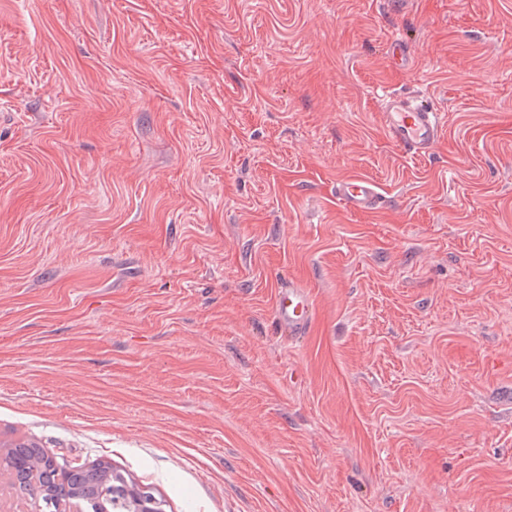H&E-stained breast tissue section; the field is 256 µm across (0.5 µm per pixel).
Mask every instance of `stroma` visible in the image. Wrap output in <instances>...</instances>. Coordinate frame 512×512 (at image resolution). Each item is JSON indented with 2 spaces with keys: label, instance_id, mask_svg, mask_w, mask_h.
<instances>
[{
  "label": "stroma",
  "instance_id": "stroma-1",
  "mask_svg": "<svg viewBox=\"0 0 512 512\" xmlns=\"http://www.w3.org/2000/svg\"><path fill=\"white\" fill-rule=\"evenodd\" d=\"M387 92L443 113L431 154ZM24 439L164 512H512V0H0ZM383 128L402 150L417 156L427 155L444 133L440 113L434 106L393 93L380 104ZM336 197L344 206L356 212H371L381 203L376 185L364 178H347L336 183ZM315 318V306L309 292L288 276L278 290L275 320L290 336L304 335Z\"/></svg>",
  "mask_w": 512,
  "mask_h": 512
}]
</instances>
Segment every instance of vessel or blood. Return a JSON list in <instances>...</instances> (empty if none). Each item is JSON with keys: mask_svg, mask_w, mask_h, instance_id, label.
<instances>
[{"mask_svg": "<svg viewBox=\"0 0 512 512\" xmlns=\"http://www.w3.org/2000/svg\"><path fill=\"white\" fill-rule=\"evenodd\" d=\"M383 128L402 150L417 156L429 154L444 133L434 106L393 93L380 104ZM335 193L344 206L356 212H370L382 202L376 186L364 178L337 182ZM315 318V306L306 288L296 280L282 282L275 309V320L289 335H304Z\"/></svg>", "mask_w": 512, "mask_h": 512, "instance_id": "obj_1", "label": "vessel or blood"}]
</instances>
